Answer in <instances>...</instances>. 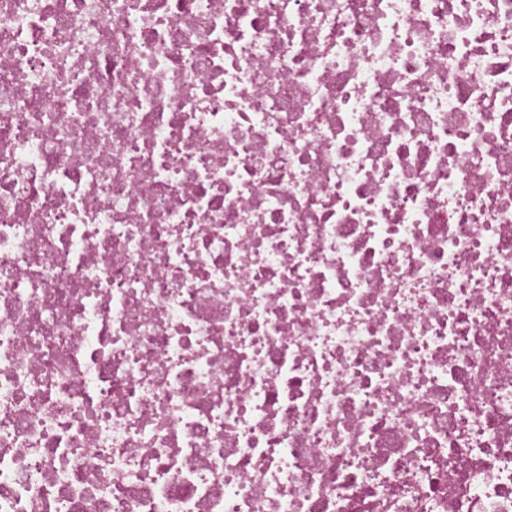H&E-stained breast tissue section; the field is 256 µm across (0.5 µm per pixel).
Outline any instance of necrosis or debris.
<instances>
[{
    "label": "necrosis or debris",
    "instance_id": "necrosis-or-debris-1",
    "mask_svg": "<svg viewBox=\"0 0 512 512\" xmlns=\"http://www.w3.org/2000/svg\"><path fill=\"white\" fill-rule=\"evenodd\" d=\"M0 512H512V0H0Z\"/></svg>",
    "mask_w": 512,
    "mask_h": 512
}]
</instances>
